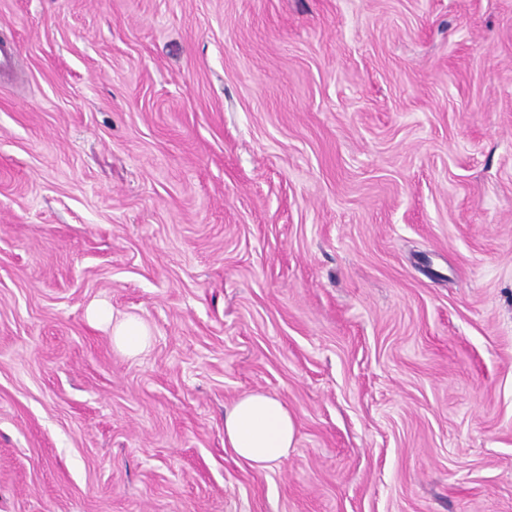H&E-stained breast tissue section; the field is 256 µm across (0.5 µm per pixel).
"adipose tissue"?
Masks as SVG:
<instances>
[{"instance_id": "ef3b65f1", "label": "adipose tissue", "mask_w": 512, "mask_h": 512, "mask_svg": "<svg viewBox=\"0 0 512 512\" xmlns=\"http://www.w3.org/2000/svg\"><path fill=\"white\" fill-rule=\"evenodd\" d=\"M98 321L111 323L112 344L134 357L150 344L151 330L137 317L112 320L106 309L95 310ZM295 421L287 405L271 394L254 391L224 408V444L253 466L265 469L287 460L295 444Z\"/></svg>"}]
</instances>
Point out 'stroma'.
Listing matches in <instances>:
<instances>
[{"instance_id": "obj_1", "label": "stroma", "mask_w": 512, "mask_h": 512, "mask_svg": "<svg viewBox=\"0 0 512 512\" xmlns=\"http://www.w3.org/2000/svg\"><path fill=\"white\" fill-rule=\"evenodd\" d=\"M0 40V512H512V0H0ZM256 390L268 469L224 445ZM148 324L134 316L115 320L112 315V344L122 354L135 357L142 353L151 341ZM295 438L294 418L276 396L254 391L224 407V445L257 468L287 460Z\"/></svg>"}]
</instances>
